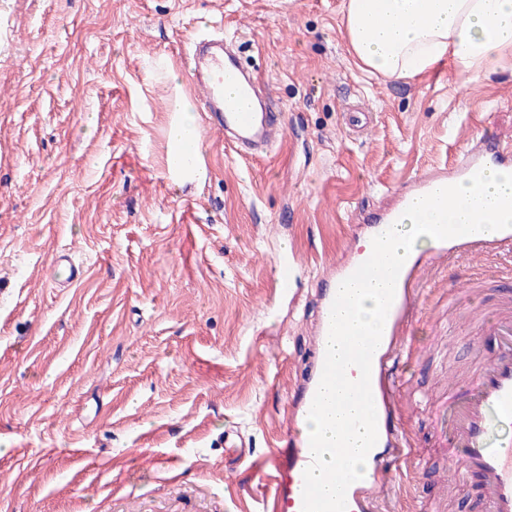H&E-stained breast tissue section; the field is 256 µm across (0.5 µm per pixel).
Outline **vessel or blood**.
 Wrapping results in <instances>:
<instances>
[{"instance_id": "vessel-or-blood-1", "label": "vessel or blood", "mask_w": 512, "mask_h": 512, "mask_svg": "<svg viewBox=\"0 0 512 512\" xmlns=\"http://www.w3.org/2000/svg\"><path fill=\"white\" fill-rule=\"evenodd\" d=\"M187 63L192 78L203 92V108L211 124L224 136L227 146L245 159L267 154L281 128L269 114V105L255 72L245 69L219 33L195 34L189 43ZM495 135L483 138L484 148L458 166L455 176L438 172L416 178L413 195L425 196L451 184L453 177L474 175L488 165H502L512 154L496 150ZM512 250V228L497 235L482 232L440 240L437 254L465 259ZM418 268L410 262L400 270L395 296L388 311L381 342L371 368V391L377 414L378 439L370 451V474L365 483H352L346 492L347 512H377L379 501L391 494L398 478L409 471L416 458L405 435L390 415L394 377L389 366L396 351L397 327L410 306V282ZM353 266L331 274L319 296V315L312 348V365L298 400L290 410L284 448L257 460L268 478L274 512H302L303 473L312 461L310 438L302 425L307 420L325 363L331 307L343 278ZM293 261L275 264V295L288 298L294 292ZM476 335L492 337L497 350L478 357L468 376L466 391L448 398V446L460 478H474L484 512H512V297L502 296L489 307L485 320L475 324Z\"/></svg>"}]
</instances>
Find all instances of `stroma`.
<instances>
[{
	"instance_id": "obj_1",
	"label": "stroma",
	"mask_w": 512,
	"mask_h": 512,
	"mask_svg": "<svg viewBox=\"0 0 512 512\" xmlns=\"http://www.w3.org/2000/svg\"><path fill=\"white\" fill-rule=\"evenodd\" d=\"M342 4L0 0V512L270 507L248 458L287 430L318 290L353 258L361 215L485 130L512 144L511 69L363 72ZM201 26L236 42L285 135L245 160L200 128L207 178L179 189L163 161L171 102L148 71L166 59L193 93L182 56ZM64 252L80 279L52 276ZM288 254L296 287L277 304ZM423 260L391 409L422 455L380 509L480 512L471 486L448 484L437 418L477 350L470 326L449 327L448 292L485 315L468 283L490 275L512 295V252Z\"/></svg>"
}]
</instances>
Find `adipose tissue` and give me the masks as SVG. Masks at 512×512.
<instances>
[{"instance_id":"adipose-tissue-1","label":"adipose tissue","mask_w":512,"mask_h":512,"mask_svg":"<svg viewBox=\"0 0 512 512\" xmlns=\"http://www.w3.org/2000/svg\"><path fill=\"white\" fill-rule=\"evenodd\" d=\"M344 35L358 68L392 80L445 62L477 78L512 55V0H345ZM165 84L176 95L163 129L164 164L175 167L185 149L203 168L195 106L174 70H167Z\"/></svg>"}]
</instances>
